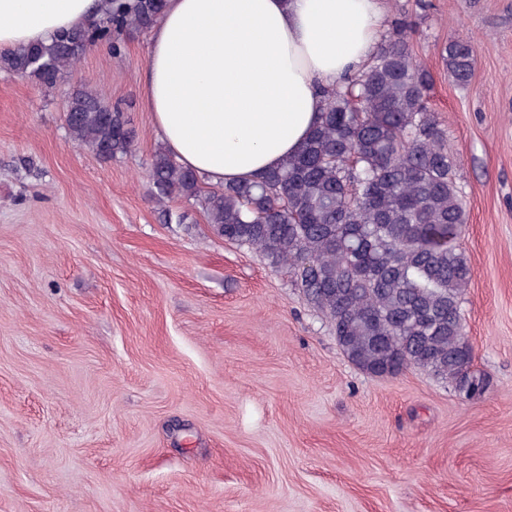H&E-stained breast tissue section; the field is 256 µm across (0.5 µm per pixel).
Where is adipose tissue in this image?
I'll use <instances>...</instances> for the list:
<instances>
[{
  "mask_svg": "<svg viewBox=\"0 0 512 512\" xmlns=\"http://www.w3.org/2000/svg\"><path fill=\"white\" fill-rule=\"evenodd\" d=\"M97 0H0V52L82 26ZM380 0H167L144 76L157 133L214 183L250 180L296 152L321 91L367 63Z\"/></svg>",
  "mask_w": 512,
  "mask_h": 512,
  "instance_id": "adipose-tissue-1",
  "label": "adipose tissue"
}]
</instances>
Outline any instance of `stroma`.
<instances>
[{"label":"stroma","instance_id":"1","mask_svg":"<svg viewBox=\"0 0 512 512\" xmlns=\"http://www.w3.org/2000/svg\"><path fill=\"white\" fill-rule=\"evenodd\" d=\"M382 6L456 158L484 395L361 372L287 267L156 201L150 34L127 31L51 87L0 71V512H512V0ZM457 35L466 87L439 55ZM81 86L125 113L127 153L71 141ZM444 61L451 77L459 84H467L473 75L474 47L470 39L457 37L444 47Z\"/></svg>","mask_w":512,"mask_h":512}]
</instances>
